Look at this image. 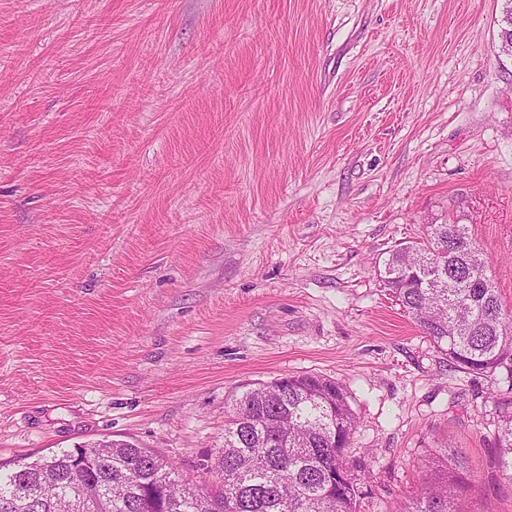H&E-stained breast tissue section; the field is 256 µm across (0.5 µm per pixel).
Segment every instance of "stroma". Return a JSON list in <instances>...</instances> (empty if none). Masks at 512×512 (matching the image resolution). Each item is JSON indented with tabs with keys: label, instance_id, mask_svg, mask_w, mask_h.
<instances>
[{
	"label": "stroma",
	"instance_id": "35a3bbf8",
	"mask_svg": "<svg viewBox=\"0 0 512 512\" xmlns=\"http://www.w3.org/2000/svg\"><path fill=\"white\" fill-rule=\"evenodd\" d=\"M503 0H0V461L125 440L198 487L246 387L340 382L360 512L455 443L512 512L506 373L451 366L379 275L470 225L512 312ZM496 444L502 476L512 484V399L498 402Z\"/></svg>",
	"mask_w": 512,
	"mask_h": 512
}]
</instances>
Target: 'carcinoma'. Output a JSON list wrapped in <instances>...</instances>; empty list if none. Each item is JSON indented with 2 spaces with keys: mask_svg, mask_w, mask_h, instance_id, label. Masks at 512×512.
<instances>
[{
  "mask_svg": "<svg viewBox=\"0 0 512 512\" xmlns=\"http://www.w3.org/2000/svg\"><path fill=\"white\" fill-rule=\"evenodd\" d=\"M500 40H512V0H504ZM466 224H427L422 240L390 250L380 272L385 288L454 367L512 377V315L505 314L486 260ZM357 426L344 388L314 374L290 375L245 390L227 411L224 447L210 468L216 491L173 487L175 468L154 452L115 440L100 452L62 450L0 470V512H107L101 501L69 503L66 484L89 479L106 486L112 512H357V478L343 456ZM502 476L512 484V399L498 402L496 435ZM448 477L423 484L401 512H460L454 485L465 462L444 451Z\"/></svg>",
  "mask_w": 512,
  "mask_h": 512,
  "instance_id": "obj_1",
  "label": "carcinoma"
}]
</instances>
